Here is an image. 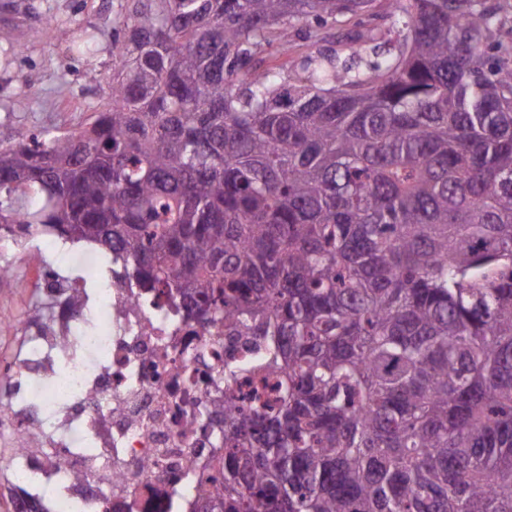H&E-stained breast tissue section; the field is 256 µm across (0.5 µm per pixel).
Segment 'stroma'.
Masks as SVG:
<instances>
[{"label":"stroma","instance_id":"stroma-1","mask_svg":"<svg viewBox=\"0 0 512 512\" xmlns=\"http://www.w3.org/2000/svg\"><path fill=\"white\" fill-rule=\"evenodd\" d=\"M121 0H0V126L26 135L86 124L104 102L112 80V51L123 38ZM59 27L46 35L47 21ZM90 38L89 55L72 50ZM32 256L14 282L0 288V311L25 320L39 305L34 282L40 265L95 284L99 272L69 254L32 241Z\"/></svg>","mask_w":512,"mask_h":512}]
</instances>
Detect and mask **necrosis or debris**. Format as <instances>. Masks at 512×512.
Here are the masks:
<instances>
[{
	"mask_svg": "<svg viewBox=\"0 0 512 512\" xmlns=\"http://www.w3.org/2000/svg\"><path fill=\"white\" fill-rule=\"evenodd\" d=\"M40 301L50 317L0 319L20 344L0 369L10 512H195L224 460V366L245 351L117 253L93 288L49 271Z\"/></svg>",
	"mask_w": 512,
	"mask_h": 512,
	"instance_id": "necrosis-or-debris-1",
	"label": "necrosis or debris"
}]
</instances>
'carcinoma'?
I'll use <instances>...</instances> for the list:
<instances>
[{
    "instance_id": "1",
    "label": "carcinoma",
    "mask_w": 512,
    "mask_h": 512,
    "mask_svg": "<svg viewBox=\"0 0 512 512\" xmlns=\"http://www.w3.org/2000/svg\"><path fill=\"white\" fill-rule=\"evenodd\" d=\"M103 109L0 129V223L121 254L277 379L199 512H512V33L491 0H129ZM351 27L350 53L321 47ZM305 31L315 49L266 66Z\"/></svg>"
}]
</instances>
